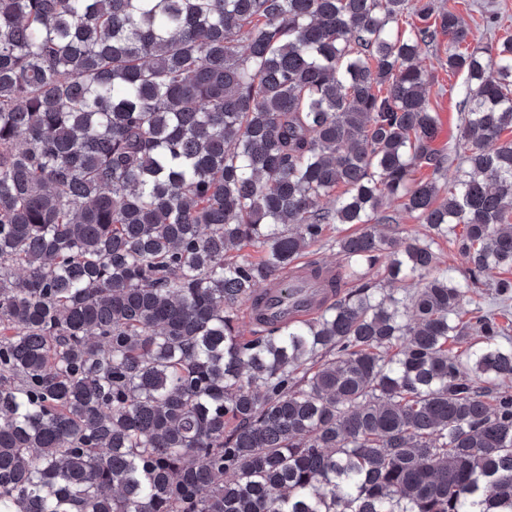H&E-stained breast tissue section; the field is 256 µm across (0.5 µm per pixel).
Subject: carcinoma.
Returning a JSON list of instances; mask_svg holds the SVG:
<instances>
[{
  "mask_svg": "<svg viewBox=\"0 0 512 512\" xmlns=\"http://www.w3.org/2000/svg\"><path fill=\"white\" fill-rule=\"evenodd\" d=\"M468 38L432 0H0V512H512L473 305L512 298V39ZM333 224L316 316L267 317ZM448 42V38L444 39L443 42H439L438 49L432 46H422L419 50V62L420 64L429 69L435 67V79L434 82L428 87V98L429 103L432 107H441L443 112L448 114V122H445L446 114L439 112L441 120V128L446 123L445 135L441 143L436 142L438 147L441 145H453L458 140V129L461 119L462 107H460L461 96L459 95V89L463 82L462 74H455L441 69L437 65V56H444V45ZM356 227L355 224H337L335 230L328 233L327 240L329 242L326 245L311 248L297 263L299 266H305L309 261H318L324 269L336 270V267L342 265L344 261L338 254L336 246H331V243L336 238L353 232ZM438 249L441 254L442 260L445 264L441 267L448 266V274L454 276L456 279L462 278V272L465 269V263L461 255L448 244V241L439 240Z\"/></svg>",
  "mask_w": 512,
  "mask_h": 512,
  "instance_id": "cac0c4a2",
  "label": "carcinoma"
}]
</instances>
